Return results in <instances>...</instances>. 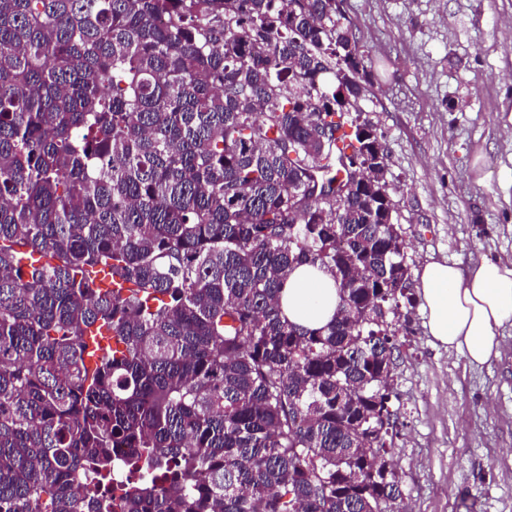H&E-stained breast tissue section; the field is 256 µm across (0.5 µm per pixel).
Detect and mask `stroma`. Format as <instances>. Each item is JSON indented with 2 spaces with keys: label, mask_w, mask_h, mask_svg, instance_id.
Wrapping results in <instances>:
<instances>
[{
  "label": "stroma",
  "mask_w": 512,
  "mask_h": 512,
  "mask_svg": "<svg viewBox=\"0 0 512 512\" xmlns=\"http://www.w3.org/2000/svg\"><path fill=\"white\" fill-rule=\"evenodd\" d=\"M410 273L512 256V0H346ZM415 305L396 360L405 512H512V325L470 363Z\"/></svg>",
  "instance_id": "stroma-1"
}]
</instances>
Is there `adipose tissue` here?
I'll use <instances>...</instances> for the list:
<instances>
[{
    "label": "adipose tissue",
    "mask_w": 512,
    "mask_h": 512,
    "mask_svg": "<svg viewBox=\"0 0 512 512\" xmlns=\"http://www.w3.org/2000/svg\"><path fill=\"white\" fill-rule=\"evenodd\" d=\"M419 289L437 343L464 351L476 364L499 355L500 330L512 323V258L482 262L466 274L431 261L419 273ZM280 303L291 322L319 329L331 321L339 292L332 277L303 265L289 275Z\"/></svg>",
    "instance_id": "ef3b65f1"
}]
</instances>
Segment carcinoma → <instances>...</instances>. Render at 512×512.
I'll list each match as a JSON object with an SVG mask.
<instances>
[{
	"label": "carcinoma",
	"mask_w": 512,
	"mask_h": 512,
	"mask_svg": "<svg viewBox=\"0 0 512 512\" xmlns=\"http://www.w3.org/2000/svg\"><path fill=\"white\" fill-rule=\"evenodd\" d=\"M349 48L336 0H0V512H113L114 448L121 512H395L416 295ZM280 303L288 320L310 329L325 327L339 303L334 280L316 267L294 269L281 292Z\"/></svg>",
	"instance_id": "1"
}]
</instances>
